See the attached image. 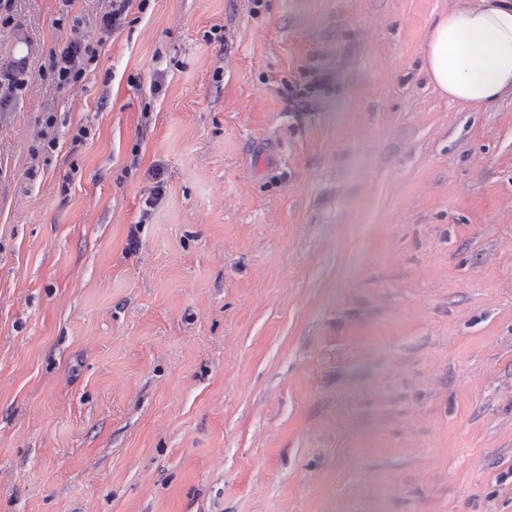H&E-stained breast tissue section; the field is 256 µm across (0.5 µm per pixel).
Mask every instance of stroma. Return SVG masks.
<instances>
[{"label":"stroma","instance_id":"obj_1","mask_svg":"<svg viewBox=\"0 0 512 512\" xmlns=\"http://www.w3.org/2000/svg\"><path fill=\"white\" fill-rule=\"evenodd\" d=\"M474 2L12 0L0 512H512V97L423 68ZM107 9L100 18V27L106 32H115L125 23L132 0H107ZM36 53V45L23 28L16 31L13 37V52L10 55L9 70L15 74H25L29 70L30 60ZM96 58V51L76 38L52 56L51 70L59 88L76 86L86 75L87 66ZM323 83V78L319 75H315L312 80L306 84L288 87V106H290L291 110L294 112L305 111Z\"/></svg>","mask_w":512,"mask_h":512}]
</instances>
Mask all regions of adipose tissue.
I'll return each mask as SVG.
<instances>
[{
  "instance_id": "ef3b65f1",
  "label": "adipose tissue",
  "mask_w": 512,
  "mask_h": 512,
  "mask_svg": "<svg viewBox=\"0 0 512 512\" xmlns=\"http://www.w3.org/2000/svg\"><path fill=\"white\" fill-rule=\"evenodd\" d=\"M431 83L458 105L512 95V0H477L440 17L424 49Z\"/></svg>"
}]
</instances>
